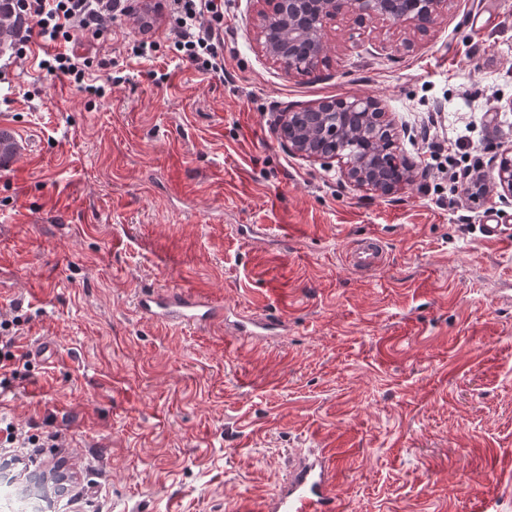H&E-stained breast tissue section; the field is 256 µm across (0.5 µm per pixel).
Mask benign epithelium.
Wrapping results in <instances>:
<instances>
[{"mask_svg": "<svg viewBox=\"0 0 512 512\" xmlns=\"http://www.w3.org/2000/svg\"><path fill=\"white\" fill-rule=\"evenodd\" d=\"M257 13L262 52L288 74H311L327 60L326 24L340 16L357 23L391 18L413 34L427 36L447 13L448 0H260ZM271 130L289 153L334 159L341 176L358 189L381 195L416 176L417 164L400 150L408 130L397 125L379 101L364 96L324 100L273 113ZM487 182L498 197L512 200V148L491 161ZM35 488L52 484L63 495V481L50 473L32 475Z\"/></svg>", "mask_w": 512, "mask_h": 512, "instance_id": "obj_1", "label": "benign epithelium"}]
</instances>
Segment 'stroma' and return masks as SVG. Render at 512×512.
Here are the masks:
<instances>
[{
	"instance_id": "obj_1",
	"label": "stroma",
	"mask_w": 512,
	"mask_h": 512,
	"mask_svg": "<svg viewBox=\"0 0 512 512\" xmlns=\"http://www.w3.org/2000/svg\"><path fill=\"white\" fill-rule=\"evenodd\" d=\"M157 2L84 36L112 57L104 97L41 68L36 37L0 67V316L29 319L0 418L68 458L73 512H258L325 448L341 512H512V243L479 230L512 226V203L448 177L512 147V0H450L411 48L395 21L336 19L305 76L259 52L256 0H226L220 79L175 52ZM349 96L408 127L421 177L380 196L271 132L284 106ZM374 235L386 261L356 271ZM153 288L288 331L149 323L133 300ZM0 512L60 509L0 476ZM384 241L377 236L364 237L356 240L349 255L352 267L370 271L379 268L384 262Z\"/></svg>"
}]
</instances>
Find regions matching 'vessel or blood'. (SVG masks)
Here are the masks:
<instances>
[{
    "mask_svg": "<svg viewBox=\"0 0 512 512\" xmlns=\"http://www.w3.org/2000/svg\"><path fill=\"white\" fill-rule=\"evenodd\" d=\"M384 254L383 240L369 236L356 240L349 262L355 269L370 271L383 264ZM135 307L141 318L148 321L196 327L218 323L233 334L248 338H266L282 327L281 320L276 318H232L225 313L223 305L202 301L198 295L178 289L139 293L135 298ZM331 471L327 453L300 455L291 481L274 499L275 512H334V504L325 495Z\"/></svg>",
    "mask_w": 512,
    "mask_h": 512,
    "instance_id": "1",
    "label": "vessel or blood"
}]
</instances>
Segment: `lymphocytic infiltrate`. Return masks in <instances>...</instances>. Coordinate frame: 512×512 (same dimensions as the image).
<instances>
[{
  "instance_id": "1",
  "label": "lymphocytic infiltrate",
  "mask_w": 512,
  "mask_h": 512,
  "mask_svg": "<svg viewBox=\"0 0 512 512\" xmlns=\"http://www.w3.org/2000/svg\"><path fill=\"white\" fill-rule=\"evenodd\" d=\"M177 18L176 52L204 74L223 77L217 61L218 32L224 23V0H171ZM129 10L124 0H0V21L10 29L8 57H22L31 36L56 44L40 65L50 74L67 77L79 90L103 96L90 81L91 69L110 70V58L91 59L74 50L79 36L100 34Z\"/></svg>"
}]
</instances>
